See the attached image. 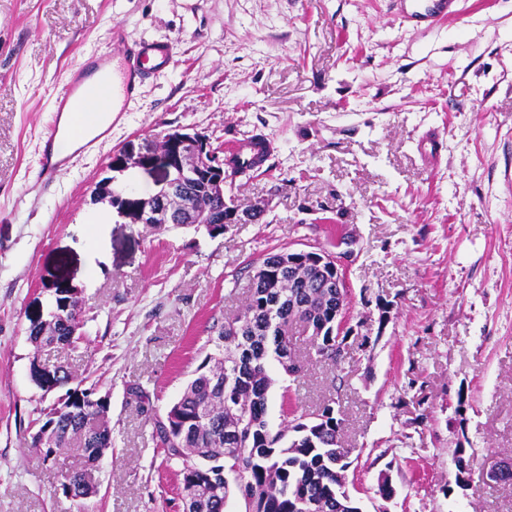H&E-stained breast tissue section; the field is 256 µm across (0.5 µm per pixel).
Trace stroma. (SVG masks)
Here are the masks:
<instances>
[{"label": "stroma", "instance_id": "stroma-1", "mask_svg": "<svg viewBox=\"0 0 512 512\" xmlns=\"http://www.w3.org/2000/svg\"><path fill=\"white\" fill-rule=\"evenodd\" d=\"M117 22L132 41L173 40L176 65L110 144L40 188L53 90ZM431 127L446 142L437 169L416 148ZM173 129L221 149L275 143L261 171L224 185L262 221L215 236L92 203L113 154L156 152ZM343 234L358 240L354 336L337 371L308 355L295 379L269 362L270 428L333 403L362 512H512V486L487 477L512 458V0H465L431 33L402 27L388 0H0V512H76L60 474L87 467L32 446L66 393L40 386L36 363L110 400L89 512H183L179 466L132 387L165 414L263 258L332 254ZM56 287L81 289L82 338L38 349L28 328Z\"/></svg>", "mask_w": 512, "mask_h": 512}]
</instances>
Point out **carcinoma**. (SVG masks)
<instances>
[{
    "label": "carcinoma",
    "mask_w": 512,
    "mask_h": 512,
    "mask_svg": "<svg viewBox=\"0 0 512 512\" xmlns=\"http://www.w3.org/2000/svg\"><path fill=\"white\" fill-rule=\"evenodd\" d=\"M290 254L269 253L251 277L250 294L241 311L222 324L208 339L214 352L206 354L194 377L178 399L176 425L167 431L164 419H153L152 436L168 448L167 459L181 465L182 489L206 481L208 493L196 512H229L235 496L245 512H360L358 501L345 487L350 466L349 450L341 446L342 420L334 408L323 407L316 417H299L296 423L272 432L266 419L273 379L267 364L277 358L289 375L301 371L295 361V342L289 330L299 326L310 332V349L320 362L340 365L342 348L336 345V318L346 313L344 299L324 287L330 272L314 263L304 268L286 266ZM65 288L54 289L48 313L53 326L31 323L30 341L39 346H71L78 337L72 326L80 323L81 304H73ZM38 384L49 378L55 386L74 380L67 368L34 369ZM86 389L70 388L61 406L46 414L34 435L48 433L52 446L40 453L46 463H56L61 450L73 439L83 456L112 447V429H93L98 412L82 401ZM224 462L230 485L208 482L210 460ZM239 481H234V476ZM64 482L79 509L96 495L82 484V473L65 471Z\"/></svg>",
    "instance_id": "obj_1"
}]
</instances>
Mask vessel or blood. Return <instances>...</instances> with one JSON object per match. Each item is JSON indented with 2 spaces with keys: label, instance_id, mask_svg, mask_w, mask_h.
I'll list each match as a JSON object with an SVG mask.
<instances>
[{
  "label": "vessel or blood",
  "instance_id": "1",
  "mask_svg": "<svg viewBox=\"0 0 512 512\" xmlns=\"http://www.w3.org/2000/svg\"><path fill=\"white\" fill-rule=\"evenodd\" d=\"M390 5L403 26L420 32L433 31L460 12V0H390ZM111 39L112 50L86 53L55 91L52 121L37 160L38 178L43 183L52 182L72 167L78 157L94 151L106 140L101 133L72 150H61L58 138L64 114H72L74 123H81L83 107L107 91L112 94L113 111H131L143 88L175 65V48L169 39L131 41L118 23L111 28ZM417 149L426 165H441L444 141L438 131H424L417 140ZM274 150L272 141L254 135L237 140L224 158L246 178L262 169Z\"/></svg>",
  "mask_w": 512,
  "mask_h": 512
}]
</instances>
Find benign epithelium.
I'll return each instance as SVG.
<instances>
[{
	"instance_id": "benign-epithelium-1",
	"label": "benign epithelium",
	"mask_w": 512,
	"mask_h": 512,
	"mask_svg": "<svg viewBox=\"0 0 512 512\" xmlns=\"http://www.w3.org/2000/svg\"><path fill=\"white\" fill-rule=\"evenodd\" d=\"M160 167L165 178L160 190L152 198L139 196L130 185L119 192L113 188L116 175L130 169ZM108 169L114 175L98 181L92 191L95 203L107 202L114 206L133 224H174L186 216H195L197 223H210L203 198L185 190L188 179L203 176L209 182L210 193L224 194V160L213 150L209 141L198 133H188L173 129L165 133L160 151L154 155H144L132 148H125L112 156ZM252 221V212L229 206L224 214L226 224H244ZM356 241L344 238L337 243L343 251L330 255L315 254L311 251L296 250L292 261L300 262L308 258L319 265H325L336 274V287H346L342 261L355 253Z\"/></svg>"
}]
</instances>
